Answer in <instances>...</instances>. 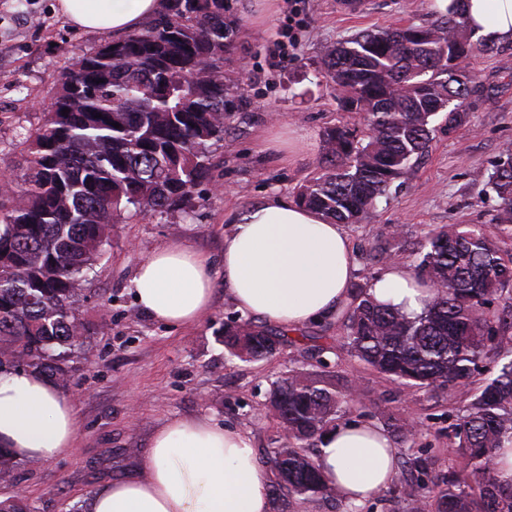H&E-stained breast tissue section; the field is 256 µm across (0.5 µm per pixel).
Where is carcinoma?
<instances>
[{"mask_svg":"<svg viewBox=\"0 0 512 512\" xmlns=\"http://www.w3.org/2000/svg\"><path fill=\"white\" fill-rule=\"evenodd\" d=\"M224 11V0H163L149 25L56 75L42 123L22 141V184L0 182V370L67 382L66 357L82 336L73 301L113 224L130 208L152 215L182 206L206 176V146L224 138L235 86L224 62L236 27ZM464 28L459 13L429 28L363 32L327 54L341 107L364 112L367 133L325 131L320 172L301 187L298 203L354 224L428 151L445 98L456 99L442 115L448 131L467 123V60L476 47ZM459 45L460 78L450 82L444 75ZM488 184L501 229L512 235L511 146L492 164ZM415 276L432 294L413 316L353 287L340 351L415 390L465 387L482 374L485 358L493 368L451 425L464 467L449 473L446 488L435 491L417 477L422 462L398 461L404 512H512V481L489 466L512 448V334L496 327L505 318L489 310L491 298L512 293V256L479 226L448 224L421 244ZM297 343L250 320L224 324V348L242 362L268 360ZM355 388L354 380L337 386L323 359L272 384L267 410L285 436L263 449L260 463L275 471L269 492L286 508L341 498L311 448L346 412L361 410ZM390 426L402 442L419 433L406 418L392 417ZM0 512L31 510L16 493L0 500Z\"/></svg>","mask_w":512,"mask_h":512,"instance_id":"1","label":"carcinoma"}]
</instances>
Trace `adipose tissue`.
<instances>
[{
    "instance_id": "1",
    "label": "adipose tissue",
    "mask_w": 512,
    "mask_h": 512,
    "mask_svg": "<svg viewBox=\"0 0 512 512\" xmlns=\"http://www.w3.org/2000/svg\"><path fill=\"white\" fill-rule=\"evenodd\" d=\"M162 0H58L75 28L136 29L156 15ZM466 22L495 42L512 39V0H466ZM355 256L342 225L321 212L283 199L241 214L224 236V290L242 314L296 329L327 317L349 298ZM206 258L184 243L162 246L139 265L135 302L173 326L197 323L213 300ZM376 300L421 313L423 294L404 263L388 264L370 286ZM78 432L74 405L36 372L0 373V447L15 458L47 460ZM398 457L390 437L366 422L326 433L317 464L341 495L360 503L390 483ZM269 482L245 432L205 418H177L153 435L143 471L118 479L90 498L87 512H270Z\"/></svg>"
}]
</instances>
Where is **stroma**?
<instances>
[{"mask_svg": "<svg viewBox=\"0 0 512 512\" xmlns=\"http://www.w3.org/2000/svg\"><path fill=\"white\" fill-rule=\"evenodd\" d=\"M57 0H0V178L26 166L19 143L42 119L40 103L58 69L112 41L109 33L73 29ZM237 35L226 62L239 78L225 141L210 147V171L181 208L163 215L123 214L112 240L89 273L73 308L84 329L70 356L61 391L79 422L70 446L42 461H17L0 497L23 492L34 512L86 506L102 484L142 470L151 439L176 418L205 417L249 432L255 448L276 437L263 408L272 382L288 370L324 356L340 380H356L365 419L386 428L388 415L412 417L423 429L397 446L404 459L428 462V483L442 482L461 463L447 433L451 416L469 402L467 390L413 391L337 355L339 320L306 326L307 338L268 361L245 363L224 348V324L240 313L224 293V234L237 217L272 198L296 201L301 185L319 171L322 134L344 125L365 134L364 116L341 109L335 83L325 73L329 50L367 30L429 27L443 21L433 0H367L363 13L346 17L336 0H224ZM473 76L465 105L470 121L448 130L435 119L428 151L394 180L375 209L345 231L356 251V284L381 271L372 245L390 246L415 265L417 248L446 224H477L504 253L512 235L499 226L495 195L484 176L503 147L512 144V40L468 61ZM173 241L211 258L215 292L199 323L175 327L153 319L135 303L131 281L139 263ZM324 353H316V345Z\"/></svg>", "mask_w": 512, "mask_h": 512, "instance_id": "obj_1", "label": "stroma"}]
</instances>
